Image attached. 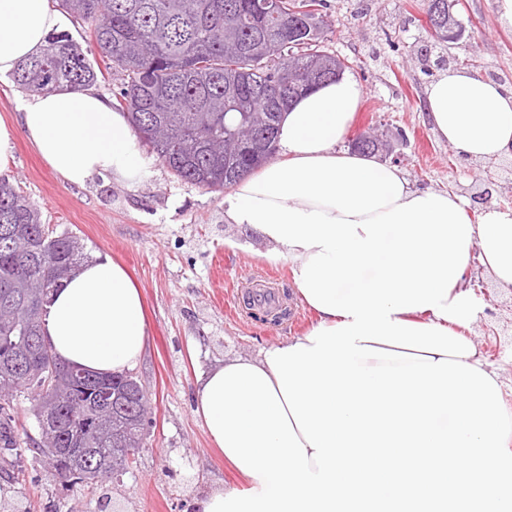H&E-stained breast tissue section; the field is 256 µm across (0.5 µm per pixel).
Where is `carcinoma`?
Listing matches in <instances>:
<instances>
[{
  "instance_id": "obj_1",
  "label": "carcinoma",
  "mask_w": 512,
  "mask_h": 512,
  "mask_svg": "<svg viewBox=\"0 0 512 512\" xmlns=\"http://www.w3.org/2000/svg\"><path fill=\"white\" fill-rule=\"evenodd\" d=\"M79 24L86 42L123 72L115 92L140 141L177 178L208 189L234 185L276 149L281 112L292 100L336 78L348 61L325 47V0H276V15L263 0H60ZM293 70L288 87L279 76ZM23 91L44 93L88 88L98 72L70 34L49 37L36 55L13 73ZM231 94L236 108L224 111ZM252 126L267 132L255 152L240 138ZM385 143L368 132L351 143L375 154ZM82 260L75 237L55 234L41 213L9 178L0 177V308H14L0 323V393L19 390L12 356L23 355L33 384L49 365L59 368L43 396L47 408L75 422L63 437L46 425L22 449L14 407L0 404V480L15 484L24 475V451L50 459V473L61 484L103 486L127 467L124 449L142 445L148 405L142 386L130 374L109 375L112 409L99 425L102 402L80 388V368L63 363L44 337L51 294Z\"/></svg>"
}]
</instances>
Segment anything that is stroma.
<instances>
[{
  "instance_id": "1",
  "label": "stroma",
  "mask_w": 512,
  "mask_h": 512,
  "mask_svg": "<svg viewBox=\"0 0 512 512\" xmlns=\"http://www.w3.org/2000/svg\"><path fill=\"white\" fill-rule=\"evenodd\" d=\"M331 29L326 45L351 63L363 97L347 138L370 127L388 131V158L416 190L464 196L471 220L491 191L492 203L512 207V159L468 164L432 131L425 107L429 84L448 70L493 74L512 84V29L503 27L496 0H458L454 12L465 34L455 42L434 38L428 0H326ZM0 175L15 179L23 195L57 232L75 236L84 257L102 254L124 265L138 285L148 323L147 344L132 375L143 386L151 422L132 473L107 488L111 512H190L202 492L240 488L243 478L225 465L194 415L199 378L224 360L256 358L302 335L316 320L293 283L291 264L268 261L260 236L224 220V193L178 180L151 162L130 185L94 177L84 186L56 175L24 137ZM481 312L471 336L498 368L512 408V299L473 267ZM286 297L290 317L251 318L244 303L247 278ZM24 481L7 500L28 512H98V490L62 487L42 459L24 454Z\"/></svg>"
}]
</instances>
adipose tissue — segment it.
<instances>
[{"instance_id":"ef3b65f1","label":"adipose tissue","mask_w":512,"mask_h":512,"mask_svg":"<svg viewBox=\"0 0 512 512\" xmlns=\"http://www.w3.org/2000/svg\"><path fill=\"white\" fill-rule=\"evenodd\" d=\"M60 26L48 0H0V77ZM361 98L348 76L297 98L279 122L282 159L224 197L230 223L290 262L317 321L199 380L194 413L247 485L205 491L192 512H512V409L469 336L472 259L512 295V208L489 205L475 224L457 194L338 150ZM426 107L463 159H512V88L450 70ZM20 133L76 186L135 183L149 166L127 115L91 89L24 99L18 125L0 122V169ZM45 334L69 364L131 369L147 339L140 289L111 259L83 264L54 293Z\"/></svg>"}]
</instances>
